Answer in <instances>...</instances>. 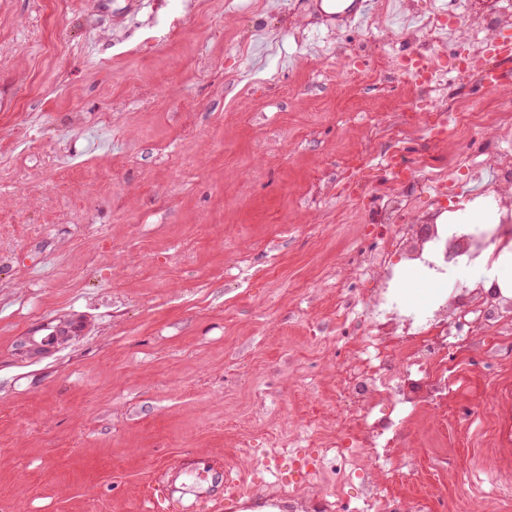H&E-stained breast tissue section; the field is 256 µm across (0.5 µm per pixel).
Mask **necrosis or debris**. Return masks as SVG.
<instances>
[{"instance_id": "necrosis-or-debris-1", "label": "necrosis or debris", "mask_w": 512, "mask_h": 512, "mask_svg": "<svg viewBox=\"0 0 512 512\" xmlns=\"http://www.w3.org/2000/svg\"><path fill=\"white\" fill-rule=\"evenodd\" d=\"M391 173L397 190L379 208L386 235L361 269L370 288L357 305L371 329L337 376L336 428L321 426L315 411L305 431L287 441L289 453L310 455L311 462L303 482L281 490L313 512H333L352 487L357 512H400L392 486L401 427L424 404L447 399L448 351L468 350L466 330L496 341L512 311V296L486 287L481 275L512 253V201L501 194L512 185V160L493 172L495 192L486 206L497 213L494 224H456L444 210L417 212L402 189L419 169L396 163ZM407 267L421 269L434 285L428 306H405L400 286ZM391 358L402 362L393 375L385 371Z\"/></svg>"}]
</instances>
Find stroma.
<instances>
[{"label": "stroma", "instance_id": "obj_1", "mask_svg": "<svg viewBox=\"0 0 512 512\" xmlns=\"http://www.w3.org/2000/svg\"><path fill=\"white\" fill-rule=\"evenodd\" d=\"M448 10L512 34V0H387L360 22L322 0H0V222L15 237L0 266V512H147L161 469L247 468L310 404L335 405L363 332L336 302L365 288L385 155L457 181L508 135L448 121L459 102L512 114V59L495 62L497 89L459 79L467 34L442 48L431 110L379 68L422 51L413 16ZM47 325L72 336L17 351ZM454 366L447 404L402 429L399 461L419 473L401 494L421 512L484 507L501 363L472 350Z\"/></svg>", "mask_w": 512, "mask_h": 512}]
</instances>
